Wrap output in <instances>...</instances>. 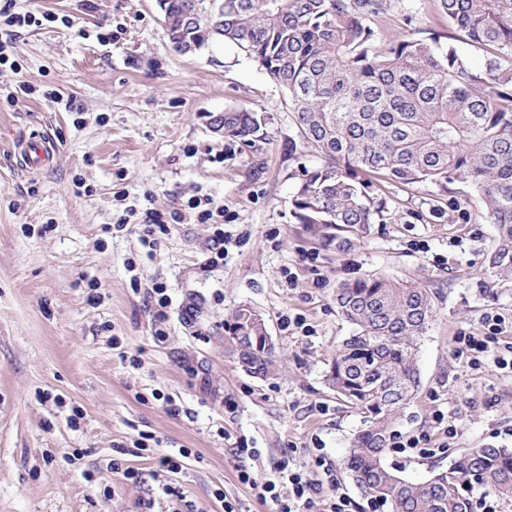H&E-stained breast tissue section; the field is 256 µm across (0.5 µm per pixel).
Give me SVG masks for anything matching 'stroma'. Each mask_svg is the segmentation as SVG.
<instances>
[{
    "label": "stroma",
    "mask_w": 512,
    "mask_h": 512,
    "mask_svg": "<svg viewBox=\"0 0 512 512\" xmlns=\"http://www.w3.org/2000/svg\"><path fill=\"white\" fill-rule=\"evenodd\" d=\"M5 8L43 22L16 30L12 63L0 67V91L15 94L0 98V512H178L186 503L222 512L220 491L239 512H273L239 470L262 482L290 454L306 471L318 449L341 491L370 512L344 467L363 416L326 381L351 332L333 291L368 274L420 283L435 308L418 352L422 384L395 435L434 431L438 409L458 430L443 453L390 448L386 465L421 481L468 449L512 448V376L471 368L452 345L494 315L512 339V283L477 286L496 236L480 199L468 222L454 223L434 183L367 175L386 208L352 248L337 249L292 215L303 170L322 156L302 142L281 87L234 44L175 52L156 0H0ZM375 25L386 40L435 30L484 71V50L463 43L440 0H395ZM24 83L58 90L61 103L21 92ZM242 107L267 115L270 140L249 148L210 131L213 115ZM33 133L57 153L29 173L12 150ZM199 197L223 208L237 238L224 259L213 257L214 225L187 206ZM148 205L181 215L153 251L115 229L126 209ZM242 307L265 320L274 376L249 374L224 346V322ZM287 315L303 317L311 335L285 327ZM142 432L158 439L156 452L117 456ZM240 442L257 456H237ZM181 448L192 451L182 469L162 471L160 454ZM127 467L140 482L124 477Z\"/></svg>",
    "instance_id": "obj_1"
}]
</instances>
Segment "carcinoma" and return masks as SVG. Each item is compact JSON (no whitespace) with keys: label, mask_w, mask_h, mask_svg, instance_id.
Returning a JSON list of instances; mask_svg holds the SVG:
<instances>
[{"label":"carcinoma","mask_w":512,"mask_h":512,"mask_svg":"<svg viewBox=\"0 0 512 512\" xmlns=\"http://www.w3.org/2000/svg\"><path fill=\"white\" fill-rule=\"evenodd\" d=\"M173 49L198 52L231 42L285 91L293 120L324 163L306 171L293 216L316 236L345 248L363 237L385 202L360 174L443 191L463 183L497 226L487 290L512 279V0H441L448 23L490 50L485 73L469 68L435 32L414 31L377 47L372 22L391 0H157ZM193 11L198 21L183 25ZM224 136L253 147L269 140L268 122L247 109L224 111ZM468 199L448 197L451 217L468 222ZM334 300L353 330L337 347L327 375L336 396L365 414L345 466L357 487L392 512H473L469 491L481 485L512 499V449L470 448L446 470L408 481L384 463L392 428L421 386L419 340L433 318L419 283L368 276L340 283ZM237 309L224 345L241 367L268 376L274 351L256 345Z\"/></svg>","instance_id":"carcinoma-1"}]
</instances>
